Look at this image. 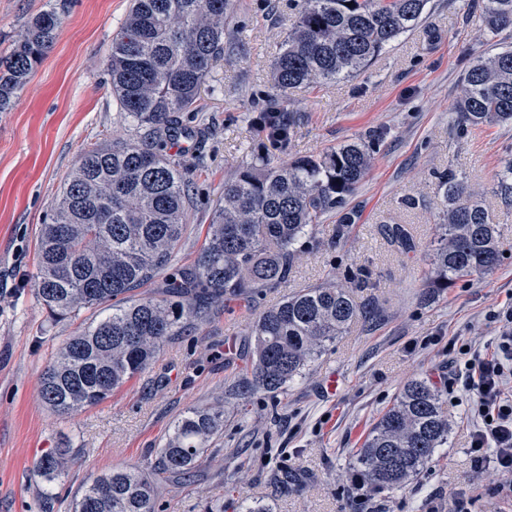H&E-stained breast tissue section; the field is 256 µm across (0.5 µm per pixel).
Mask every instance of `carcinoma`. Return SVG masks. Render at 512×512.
Segmentation results:
<instances>
[{
    "label": "carcinoma",
    "instance_id": "1",
    "mask_svg": "<svg viewBox=\"0 0 512 512\" xmlns=\"http://www.w3.org/2000/svg\"><path fill=\"white\" fill-rule=\"evenodd\" d=\"M296 15L273 64L274 94L256 121L283 147L294 120L283 97L321 81L354 77L388 45L421 22L427 0H294ZM236 0H131L112 40L107 66L125 115L143 130L137 141L94 146L81 155L43 225L35 298L51 318L102 308L108 315L69 337L41 377L44 402L61 416L97 406L144 373L161 348L204 321L226 297L247 298L288 281L298 243L312 238L324 215L339 214L336 236L355 223L347 201L366 177L384 132L319 156L277 162L261 152L224 180L193 265L175 253L186 231L189 180L167 143L192 130L182 115L196 103L212 66L224 56V23ZM480 21L491 33L512 26V0H483ZM61 25L51 8L36 16L9 54L0 56V112L14 103ZM460 131L512 123V49L479 59L462 75ZM446 223L439 225L431 268L434 297L502 261L501 236L482 203L462 200L452 169L440 175ZM498 193L512 205V159ZM162 280L148 297L137 291ZM367 315L352 287L313 286L287 295L253 322L247 388L281 392L352 323ZM448 392L416 376L407 381L358 449L353 477L373 493L402 487L448 446ZM224 429V408H193L158 450L154 474L188 480L202 450ZM69 451L52 450L38 464L52 482L67 474ZM159 482L131 467L85 481L72 512H156Z\"/></svg>",
    "mask_w": 512,
    "mask_h": 512
}]
</instances>
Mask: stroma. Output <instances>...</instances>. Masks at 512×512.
Instances as JSON below:
<instances>
[{"instance_id": "35a3bbf8", "label": "stroma", "mask_w": 512, "mask_h": 512, "mask_svg": "<svg viewBox=\"0 0 512 512\" xmlns=\"http://www.w3.org/2000/svg\"><path fill=\"white\" fill-rule=\"evenodd\" d=\"M130 0H0V55L42 11L62 18L54 44L34 67L12 108L0 112V512H57L89 475L142 466L189 409L220 401L224 430L191 483L160 485L158 512H202L206 502L240 512L242 500L272 512H451L465 497L488 512L500 475L470 456L466 402L449 403L452 429L439 457L400 489L364 495L353 456L379 416L415 375L444 385L458 369L456 348L489 346L496 318L512 303V208L497 174L512 156V125L458 134L454 105L461 74L474 60L512 44V27L491 36L479 27L480 0H429L420 25L390 44L360 75L289 92L295 116L278 160L317 156L370 131H384L370 170L348 200L359 217L337 236L326 216L316 243L299 247L286 287L213 304L208 321L165 346L151 368L104 403L72 416L52 411L41 374L56 349L102 316L86 309L55 320L35 298L40 229L85 149L136 140L141 131L112 95L106 59ZM291 0H237L227 28L239 51L224 56L203 86L189 126L166 154L182 158L193 186L187 230L175 262L194 264L224 180L250 162L260 138L251 123L272 92L273 61L288 34ZM462 176L503 235L504 257L490 274L422 298L431 245L444 216L438 176ZM412 238L402 248L395 225ZM359 274L358 302L370 309L329 344L283 393L241 394L256 317L288 292ZM339 386L329 391L326 380ZM72 449L64 479L38 476V459Z\"/></svg>"}]
</instances>
